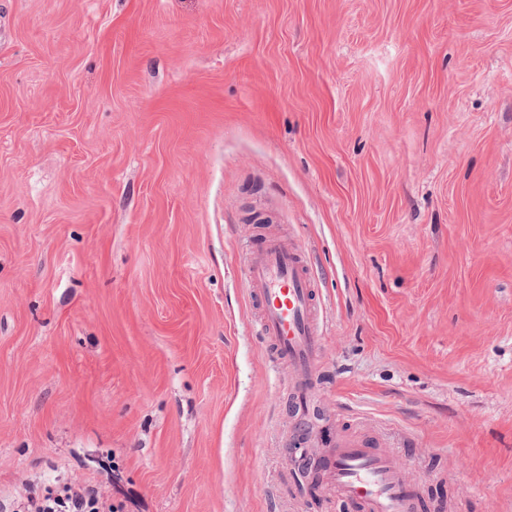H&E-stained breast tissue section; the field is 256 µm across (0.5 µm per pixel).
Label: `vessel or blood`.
<instances>
[{"instance_id": "b4317fda", "label": "vessel or blood", "mask_w": 512, "mask_h": 512, "mask_svg": "<svg viewBox=\"0 0 512 512\" xmlns=\"http://www.w3.org/2000/svg\"><path fill=\"white\" fill-rule=\"evenodd\" d=\"M251 294L260 302V326L275 363L287 365L295 386L313 383L322 345L314 283L302 246L266 235L245 267ZM327 482L340 500L361 512H418L419 498L392 454L344 438L325 458Z\"/></svg>"}]
</instances>
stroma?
<instances>
[{
  "mask_svg": "<svg viewBox=\"0 0 512 512\" xmlns=\"http://www.w3.org/2000/svg\"><path fill=\"white\" fill-rule=\"evenodd\" d=\"M303 245L305 401L242 269ZM512 512V0H0V505ZM327 483L361 512H419V498L392 454L344 438L325 458ZM63 495L54 496L47 491L41 497H26L24 510L27 512H118L122 505L106 506L100 501L98 491L93 487L74 488L66 486Z\"/></svg>",
  "mask_w": 512,
  "mask_h": 512,
  "instance_id": "stroma-1",
  "label": "stroma"
}]
</instances>
